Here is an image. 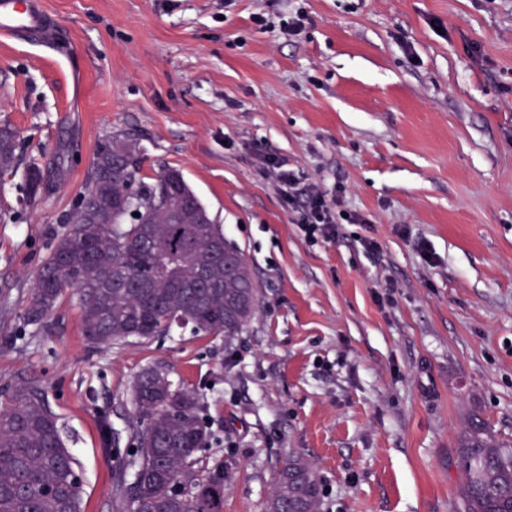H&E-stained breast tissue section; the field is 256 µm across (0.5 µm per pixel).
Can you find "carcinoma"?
Here are the masks:
<instances>
[{"instance_id":"1","label":"carcinoma","mask_w":512,"mask_h":512,"mask_svg":"<svg viewBox=\"0 0 512 512\" xmlns=\"http://www.w3.org/2000/svg\"><path fill=\"white\" fill-rule=\"evenodd\" d=\"M19 148L17 131L1 124L0 177L14 172ZM64 160L28 164V196L49 191ZM69 223L36 275L26 325H40L69 289L98 347L161 336L175 323L231 340L254 317L258 294L244 254L179 169L145 176L135 139L116 135L112 149L99 145ZM132 402V481L115 459L124 512H220L224 470H199L210 437L199 395L148 369L133 384ZM455 466L461 512H512V445L477 418L459 440ZM185 474L190 488L179 491ZM82 497L78 464L47 396L14 387L0 405V512H83ZM267 512H321V485L308 463L286 462Z\"/></svg>"}]
</instances>
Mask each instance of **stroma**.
Instances as JSON below:
<instances>
[{"label": "stroma", "instance_id": "35a3bbf8", "mask_svg": "<svg viewBox=\"0 0 512 512\" xmlns=\"http://www.w3.org/2000/svg\"><path fill=\"white\" fill-rule=\"evenodd\" d=\"M45 2L47 46L0 37V124L22 144L0 177V401L45 391L84 512H120L111 456L149 368L205 406L200 466L224 467L222 512H266L296 457L321 512H457L470 418L512 440V0H287L311 19L297 36L252 22L276 0ZM114 134L138 140L146 174L180 169L246 256L259 307L242 336L176 325L101 349L68 296L24 325ZM72 141L55 187L27 197L29 162ZM267 155L363 223L306 242Z\"/></svg>", "mask_w": 512, "mask_h": 512}]
</instances>
